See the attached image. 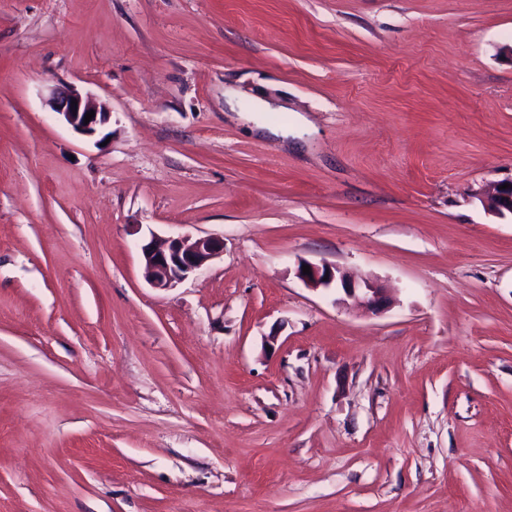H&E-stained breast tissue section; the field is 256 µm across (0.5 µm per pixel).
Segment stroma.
Wrapping results in <instances>:
<instances>
[{"label": "stroma", "instance_id": "stroma-1", "mask_svg": "<svg viewBox=\"0 0 512 512\" xmlns=\"http://www.w3.org/2000/svg\"><path fill=\"white\" fill-rule=\"evenodd\" d=\"M511 42L512 0H0V512H512V217L471 195ZM154 234L224 251L161 291ZM72 100L77 104L71 107ZM54 112L61 115L64 121L72 127L74 131L84 136H95L106 126L111 118V112L105 104L96 105L84 97L77 89L70 88L65 91L56 92L52 101ZM95 111V116L84 125V117L87 112ZM303 265L310 266L311 275L303 274ZM296 275L312 289L342 290L346 296L358 299L372 313L379 312L387 303L385 288H378L365 280L361 285L351 276L341 273L338 268L327 263L321 265L302 263L298 266ZM325 276H328V279L323 281ZM333 286L334 288H332Z\"/></svg>", "mask_w": 512, "mask_h": 512}]
</instances>
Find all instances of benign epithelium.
I'll use <instances>...</instances> for the list:
<instances>
[{"instance_id":"7a95c632","label":"benign epithelium","mask_w":512,"mask_h":512,"mask_svg":"<svg viewBox=\"0 0 512 512\" xmlns=\"http://www.w3.org/2000/svg\"><path fill=\"white\" fill-rule=\"evenodd\" d=\"M74 100L77 101L75 105L72 104ZM52 108L74 131L89 137L98 134L111 118L106 105L90 102L75 88L56 92ZM91 110L95 111V116L86 124L84 117ZM506 183L509 187L502 188ZM475 196L487 211L499 216L507 213L512 215V178L482 187ZM223 252L224 239L211 235L193 240L169 238L160 243L152 239L141 246L150 284L159 290L175 287ZM310 271L311 274L307 275L299 267L296 275L313 289H340L346 296L358 299L373 313L379 312L387 303L386 289L369 281L359 284L330 264H312Z\"/></svg>"}]
</instances>
